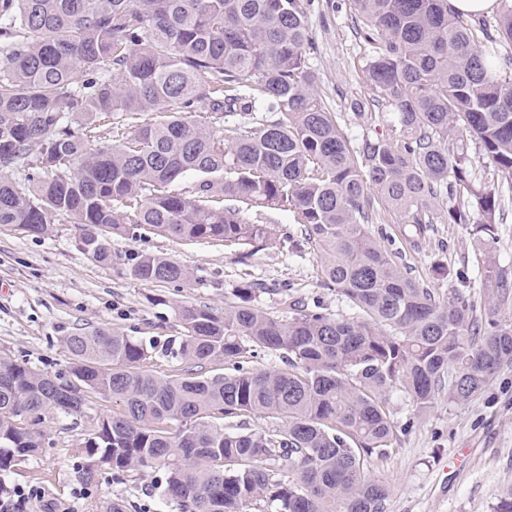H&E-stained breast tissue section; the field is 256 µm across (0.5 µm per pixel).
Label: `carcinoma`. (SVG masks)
I'll list each match as a JSON object with an SVG mask.
<instances>
[{"label":"carcinoma","mask_w":512,"mask_h":512,"mask_svg":"<svg viewBox=\"0 0 512 512\" xmlns=\"http://www.w3.org/2000/svg\"><path fill=\"white\" fill-rule=\"evenodd\" d=\"M311 0H0V224L44 235L70 224L99 263L111 236L149 227L180 241L260 243L270 226L224 205L293 213L324 284L352 310L318 304L279 319L241 284L217 313L179 309L184 330L151 369L156 343L110 328L61 337L69 365L48 375L0 355V497L8 473L43 448L46 415L77 416L92 397L112 412L77 448L86 486L163 472L175 512H387L367 475L397 439L387 407L401 392L424 411L464 404L512 366V321L413 278L372 232L384 215L416 236L447 199L448 223L490 242L503 223L502 184L481 181L464 136L512 180V3L494 31L448 0H351L371 46L370 104L393 111L400 145L356 142L307 66ZM208 114V125L192 114ZM145 283L189 271L160 255L130 258ZM486 298L512 302L487 258ZM283 369H250L256 352ZM229 372L210 374L213 364ZM260 415L252 430L224 420Z\"/></svg>","instance_id":"obj_1"}]
</instances>
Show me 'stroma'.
<instances>
[{"label":"stroma","mask_w":512,"mask_h":512,"mask_svg":"<svg viewBox=\"0 0 512 512\" xmlns=\"http://www.w3.org/2000/svg\"><path fill=\"white\" fill-rule=\"evenodd\" d=\"M309 26L308 65L346 132L357 140L367 135L397 139L391 112L372 124L357 115L370 96L362 79L369 47L355 32L351 0H311ZM265 221L272 236L256 245L183 242L143 229L116 235L107 265L84 253L71 225H54L38 237L0 225V354L53 375L68 366L61 336L78 328L108 327L147 341L171 340L182 333L179 307L204 305L223 312L233 288L246 281L258 285L255 303L271 315L287 316L292 301L348 315L342 299L324 287L319 260L305 245L292 213L272 211ZM383 230L389 251L433 287L479 299V283L439 278L434 265L441 260L454 269L472 268L485 250L512 280V214L488 245L480 243L472 225L444 218L417 248L400 225L388 223ZM140 253L172 258L189 271V279L180 284L133 279L127 262ZM109 408V402L94 398L81 415L47 417L42 452L10 473L8 486L39 490L43 512H100L115 498L125 512H171L158 471L121 482L103 470L89 487L74 480L73 470L83 462L76 448L92 419ZM388 408L397 439L387 457L371 459L367 466L368 475L388 490L387 512H495L512 487V367L501 369L478 399L465 404L441 398L422 414L396 392Z\"/></svg>","instance_id":"1"}]
</instances>
